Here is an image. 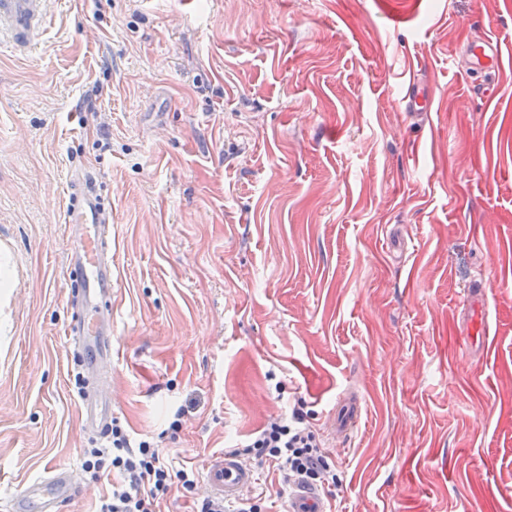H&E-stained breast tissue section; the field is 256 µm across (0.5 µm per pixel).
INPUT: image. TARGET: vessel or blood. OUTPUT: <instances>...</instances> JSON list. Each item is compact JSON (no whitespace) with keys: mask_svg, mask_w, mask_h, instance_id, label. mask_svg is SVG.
Returning a JSON list of instances; mask_svg holds the SVG:
<instances>
[{"mask_svg":"<svg viewBox=\"0 0 512 512\" xmlns=\"http://www.w3.org/2000/svg\"><path fill=\"white\" fill-rule=\"evenodd\" d=\"M45 0H0V41L22 49L41 40ZM468 56L473 66L483 69L500 67L502 48L496 39L488 38L470 46ZM401 101L405 111L425 112L429 95L414 85L404 86ZM64 222L80 231L79 244L67 256L70 278L79 288L81 309L68 327L69 338L84 349H92L93 364L112 356V222L106 216L93 184H75L64 214ZM488 301L480 282H473L468 295L471 320L484 319ZM82 407L88 426L103 433L112 420V404L99 389L85 391ZM257 478L238 456L224 453L207 464L203 487L207 495L234 504L249 494ZM76 494L75 484L63 470L30 484L16 499L12 512H29L37 504L39 512H59L62 503ZM287 512H326L322 492L316 486L295 481L288 499Z\"/></svg>","mask_w":512,"mask_h":512,"instance_id":"b4317fda","label":"vessel or blood"}]
</instances>
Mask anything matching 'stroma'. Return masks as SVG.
<instances>
[{
	"mask_svg": "<svg viewBox=\"0 0 512 512\" xmlns=\"http://www.w3.org/2000/svg\"><path fill=\"white\" fill-rule=\"evenodd\" d=\"M486 36L512 49V0H47L43 46L0 51V512L53 468L64 512L111 491L65 335L80 174L132 441L200 469L299 402L336 512H512V52L472 69ZM401 102L406 112H426L430 101L428 93L419 90L414 83H409L402 88ZM469 288L471 289L468 295V313L473 323L474 321L484 319L488 308V301L479 280H475Z\"/></svg>",
	"mask_w": 512,
	"mask_h": 512,
	"instance_id": "35a3bbf8",
	"label": "stroma"
}]
</instances>
